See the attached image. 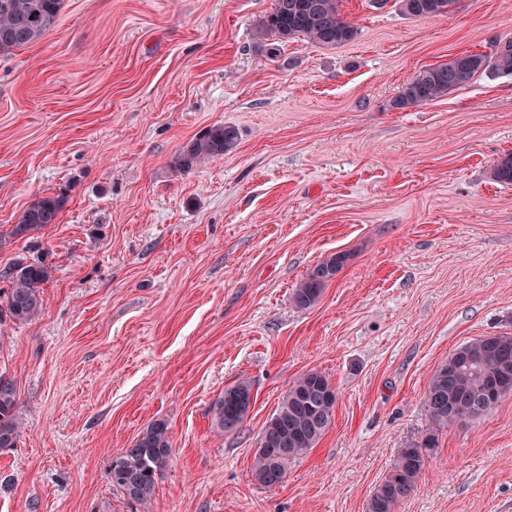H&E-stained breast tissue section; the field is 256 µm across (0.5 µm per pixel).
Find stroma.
<instances>
[{
	"label": "stroma",
	"mask_w": 512,
	"mask_h": 512,
	"mask_svg": "<svg viewBox=\"0 0 512 512\" xmlns=\"http://www.w3.org/2000/svg\"><path fill=\"white\" fill-rule=\"evenodd\" d=\"M274 0H63L37 42L0 55V289L49 270L46 309L0 321V374L26 424L0 448V512H136L108 467L165 422L172 443L149 512H366L399 448L430 428L434 371L478 336L512 335V77L428 104L390 100L424 68L512 40V0L450 15L342 0L355 39L254 37ZM235 147L176 172L205 128ZM58 223L11 237L35 199ZM351 259L310 309L291 293ZM338 398L284 482L255 452L296 379ZM253 401L220 436L210 407L239 379ZM398 512H512V395L438 434Z\"/></svg>",
	"instance_id": "obj_1"
}]
</instances>
